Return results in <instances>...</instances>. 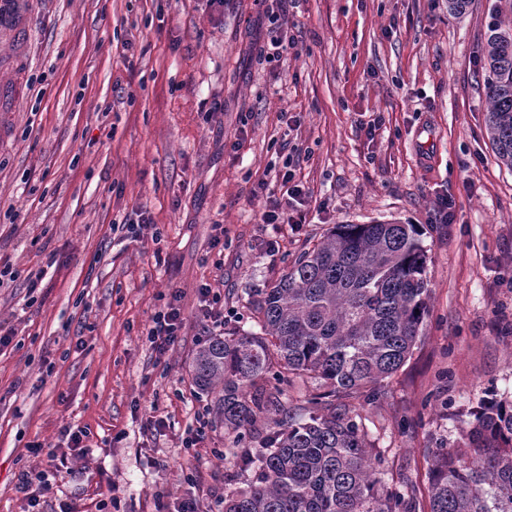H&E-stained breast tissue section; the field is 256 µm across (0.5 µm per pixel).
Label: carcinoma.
<instances>
[{"mask_svg":"<svg viewBox=\"0 0 512 512\" xmlns=\"http://www.w3.org/2000/svg\"><path fill=\"white\" fill-rule=\"evenodd\" d=\"M486 126L512 169V25L484 49ZM428 251L412 224H337L253 296L260 331L209 337L192 380L229 432H254V470L224 494V512H407L405 494L376 476L377 449L342 399H375L411 356L428 314ZM312 378L327 390L296 413L266 379ZM464 445L433 456L429 512H512V399L483 401Z\"/></svg>","mask_w":512,"mask_h":512,"instance_id":"obj_1","label":"carcinoma"}]
</instances>
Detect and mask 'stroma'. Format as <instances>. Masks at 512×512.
<instances>
[{
	"mask_svg": "<svg viewBox=\"0 0 512 512\" xmlns=\"http://www.w3.org/2000/svg\"><path fill=\"white\" fill-rule=\"evenodd\" d=\"M262 14L258 0H0V512H28L18 475L65 451L68 427L89 450L50 473L42 512H155L156 493L174 506L244 481L235 449L257 439L213 423L182 445L207 404L189 372L208 337L198 289L222 296L224 333L250 329L255 291L337 224H414L428 251L412 356L378 401L348 399L411 512L428 510L435 450L512 393V170L486 133L482 60L512 0L460 16L448 0H286L276 26L295 46L280 56ZM287 164L306 222L261 223ZM142 211L152 224L131 238ZM174 291L185 328L160 357L148 332Z\"/></svg>",
	"mask_w": 512,
	"mask_h": 512,
	"instance_id": "obj_1",
	"label": "stroma"
}]
</instances>
